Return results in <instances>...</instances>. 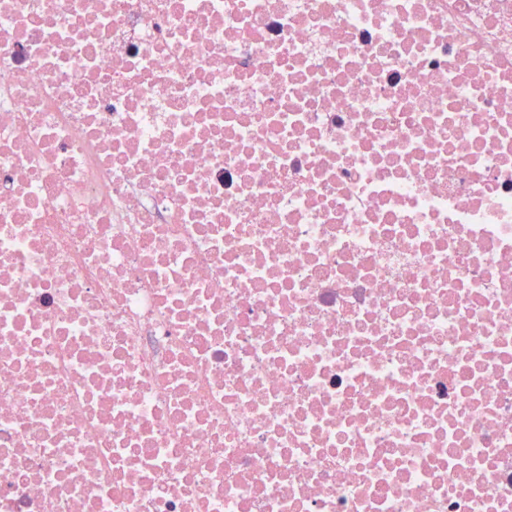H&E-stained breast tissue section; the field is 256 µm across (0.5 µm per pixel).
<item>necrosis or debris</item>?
Masks as SVG:
<instances>
[{
	"mask_svg": "<svg viewBox=\"0 0 512 512\" xmlns=\"http://www.w3.org/2000/svg\"><path fill=\"white\" fill-rule=\"evenodd\" d=\"M0 512H512V0H0Z\"/></svg>",
	"mask_w": 512,
	"mask_h": 512,
	"instance_id": "obj_1",
	"label": "necrosis or debris"
}]
</instances>
